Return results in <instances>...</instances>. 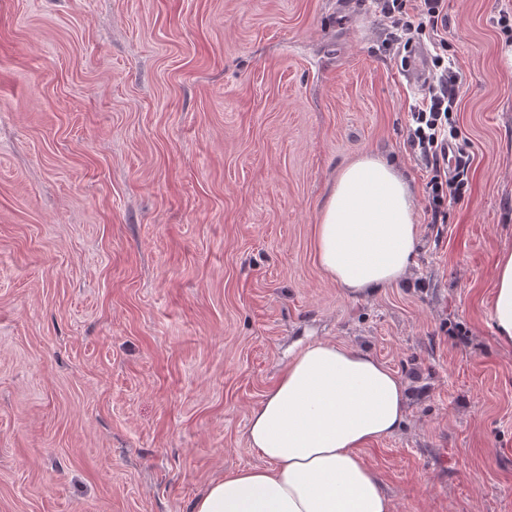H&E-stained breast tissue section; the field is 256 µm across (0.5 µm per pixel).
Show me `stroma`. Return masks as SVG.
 <instances>
[{"label": "stroma", "instance_id": "35a3bbf8", "mask_svg": "<svg viewBox=\"0 0 512 512\" xmlns=\"http://www.w3.org/2000/svg\"><path fill=\"white\" fill-rule=\"evenodd\" d=\"M512 0H448L465 194L433 223L422 97L371 0H0V512H192L262 465L251 411L314 340L370 353L406 417L362 449L394 512H512ZM411 184L417 256L343 294L329 185L365 153ZM491 320L499 341L512 346V252L501 253L495 263Z\"/></svg>", "mask_w": 512, "mask_h": 512}]
</instances>
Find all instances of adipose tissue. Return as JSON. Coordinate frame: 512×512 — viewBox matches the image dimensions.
Instances as JSON below:
<instances>
[{"label":"adipose tissue","mask_w":512,"mask_h":512,"mask_svg":"<svg viewBox=\"0 0 512 512\" xmlns=\"http://www.w3.org/2000/svg\"><path fill=\"white\" fill-rule=\"evenodd\" d=\"M418 235L409 182L367 153L333 182L315 252L324 274L359 297L406 276ZM491 320L499 341L512 346V252L495 263ZM404 420L405 387L394 371L357 349L309 343L250 413L247 441L265 466L212 479L192 512H394L360 450Z\"/></svg>","instance_id":"ef3b65f1"}]
</instances>
